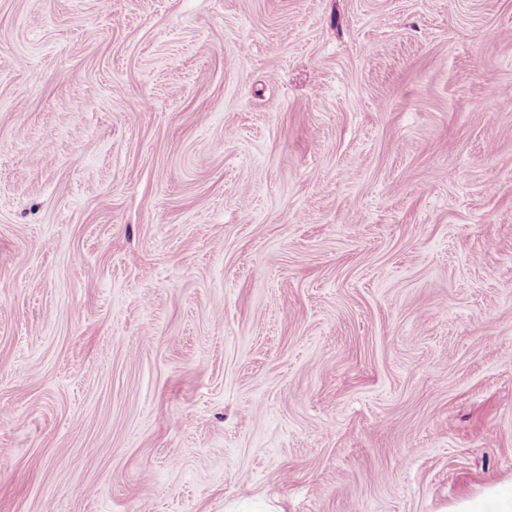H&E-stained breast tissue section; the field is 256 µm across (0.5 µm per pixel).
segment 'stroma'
<instances>
[{
	"label": "stroma",
	"mask_w": 512,
	"mask_h": 512,
	"mask_svg": "<svg viewBox=\"0 0 512 512\" xmlns=\"http://www.w3.org/2000/svg\"><path fill=\"white\" fill-rule=\"evenodd\" d=\"M512 0H0V512H448L512 484Z\"/></svg>",
	"instance_id": "1"
}]
</instances>
